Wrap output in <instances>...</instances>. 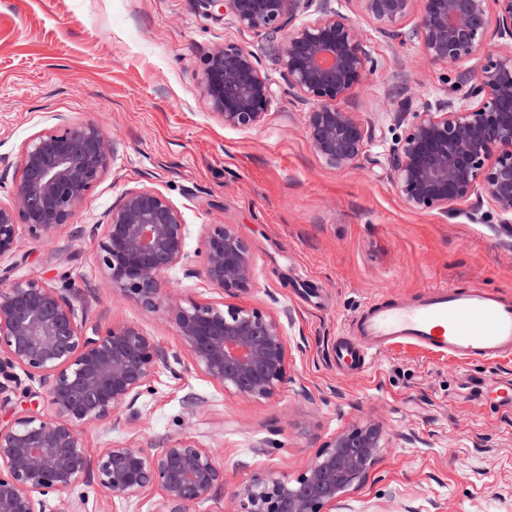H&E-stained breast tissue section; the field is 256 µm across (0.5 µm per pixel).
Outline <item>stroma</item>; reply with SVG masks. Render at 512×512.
<instances>
[{"mask_svg":"<svg viewBox=\"0 0 512 512\" xmlns=\"http://www.w3.org/2000/svg\"><path fill=\"white\" fill-rule=\"evenodd\" d=\"M332 6L363 31L377 68L349 108L374 122L370 158L339 171L304 134L265 35L215 21L196 0H0V199L14 190L22 148L57 116L94 121L116 141L114 161L72 224L52 243L20 236L0 258V288L15 275L66 288L86 331L132 324L164 351L180 348L163 313L113 296L97 262L93 225L129 189L167 196L187 226V258L165 284L186 300L232 303L277 316L288 382L270 400L225 391L195 370L157 364L153 390L115 430L83 429L96 453L110 442L163 448L188 438L224 467L220 495L260 473L296 478L345 428L377 425L383 448L365 483L336 512H512V357L462 364L412 347L383 351L360 372H339L333 347L370 299L410 297L437 283L481 285L512 297V223L474 197L453 211L412 212L387 157L400 89L435 101L482 59L434 63L418 40L391 39L356 0ZM233 42L253 51L276 98L263 126H224L201 86L203 54ZM248 243L250 288L224 296L201 272L208 225ZM306 271L311 282L298 280ZM82 512H152L154 495L106 504L93 484Z\"/></svg>","mask_w":512,"mask_h":512,"instance_id":"1","label":"stroma"}]
</instances>
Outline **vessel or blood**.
<instances>
[{
	"instance_id": "vessel-or-blood-1",
	"label": "vessel or blood",
	"mask_w": 512,
	"mask_h": 512,
	"mask_svg": "<svg viewBox=\"0 0 512 512\" xmlns=\"http://www.w3.org/2000/svg\"><path fill=\"white\" fill-rule=\"evenodd\" d=\"M409 344L462 362L512 356V300L480 287L439 284L411 301L367 304L336 339L339 371H361L382 351Z\"/></svg>"
}]
</instances>
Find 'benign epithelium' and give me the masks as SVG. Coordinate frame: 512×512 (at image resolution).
I'll use <instances>...</instances> for the list:
<instances>
[{
	"label": "benign epithelium",
	"mask_w": 512,
	"mask_h": 512,
	"mask_svg": "<svg viewBox=\"0 0 512 512\" xmlns=\"http://www.w3.org/2000/svg\"><path fill=\"white\" fill-rule=\"evenodd\" d=\"M319 1L318 16L298 17ZM217 20L247 31L284 35L275 48L288 94L307 106L304 132L318 158L338 170L368 157L375 127L345 103L375 70L362 31L328 8V0H199ZM363 16L401 36L414 9L411 36L436 63L483 56L456 85L460 97L414 106L406 97L393 112L403 134L389 151L390 179L404 205L446 213L471 197L512 216V0H357ZM501 43L491 45V38ZM201 85L224 126H261L275 95L259 58L235 43L210 49ZM115 147L93 121L60 119L24 146L11 197L0 200V257L21 231L49 242L73 223L89 191L112 165ZM97 259L112 293L147 312H162L178 332L194 370L224 390L274 398L288 382L283 325L258 308L184 302L164 288L165 274L185 259L186 224L162 193L129 189L94 225ZM201 269L229 296L249 288L254 266L246 241L230 224L209 225ZM184 365L131 324L89 336L68 289L24 276L0 289V395L23 388L15 370L46 387L48 410L28 407L0 425V512H78L69 494L95 484L107 503L155 490L153 512H191L224 486V466L193 440L154 451L126 443L87 454L80 431H112L150 392L157 361ZM382 448L374 424L340 432L308 469L290 480L261 474L240 485L232 512H336V502L361 486ZM55 500V508L50 501Z\"/></svg>",
	"instance_id": "benign-epithelium-1"
}]
</instances>
